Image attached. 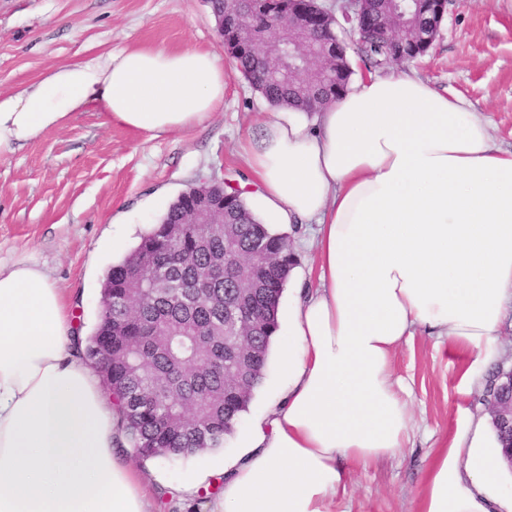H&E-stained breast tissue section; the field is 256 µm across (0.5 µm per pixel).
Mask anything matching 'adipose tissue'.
I'll list each match as a JSON object with an SVG mask.
<instances>
[{"mask_svg": "<svg viewBox=\"0 0 512 512\" xmlns=\"http://www.w3.org/2000/svg\"><path fill=\"white\" fill-rule=\"evenodd\" d=\"M221 59L132 48L52 68L0 98V155L93 105L156 138L224 101ZM264 209L310 224L317 286L272 345L286 378L204 512H336L354 468L410 442L397 349L425 329L467 353L469 394L512 311V150L459 96L406 72L355 81L321 112H283L243 144ZM64 292L38 264L0 262V512H152L121 419ZM483 419L435 450L419 512H512Z\"/></svg>", "mask_w": 512, "mask_h": 512, "instance_id": "adipose-tissue-1", "label": "adipose tissue"}]
</instances>
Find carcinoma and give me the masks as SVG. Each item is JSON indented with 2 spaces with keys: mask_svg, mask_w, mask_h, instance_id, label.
<instances>
[{
  "mask_svg": "<svg viewBox=\"0 0 512 512\" xmlns=\"http://www.w3.org/2000/svg\"><path fill=\"white\" fill-rule=\"evenodd\" d=\"M290 0H265V14H248L241 34L260 39L269 33V14ZM293 7L311 20L307 56L319 42L336 40V22L318 0ZM428 0H372L364 17L359 50L368 65L391 60L389 33L403 30L406 50L418 52L413 32L433 26ZM236 72L271 105H294L318 112L341 96L352 71L346 55L336 66L303 78L299 63L286 58L275 66L259 52L230 53ZM242 191L224 190V223L185 224L186 194L170 203L157 223L121 262L112 265L102 286L103 306L85 355L120 403L118 410L129 447L140 459L178 458L221 447L232 434L266 369L270 337L297 258L284 234L272 235L253 213ZM243 266L264 252L267 266L247 277L202 276L222 262L227 238ZM152 259L143 269L139 261ZM252 351L247 369L237 364V349Z\"/></svg>",
  "mask_w": 512,
  "mask_h": 512,
  "instance_id": "cac0c4a2",
  "label": "carcinoma"
}]
</instances>
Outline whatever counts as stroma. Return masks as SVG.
Masks as SVG:
<instances>
[{
    "instance_id": "obj_1",
    "label": "stroma",
    "mask_w": 512,
    "mask_h": 512,
    "mask_svg": "<svg viewBox=\"0 0 512 512\" xmlns=\"http://www.w3.org/2000/svg\"><path fill=\"white\" fill-rule=\"evenodd\" d=\"M140 46L224 52L207 0H0V97L55 65ZM399 70L461 94L489 121L498 144L512 148V0H449L430 51L376 74ZM276 114L232 74L223 104L209 119L156 138L105 124L97 108L87 106L66 127L0 156V261L36 259L68 295L78 327L92 334L103 279L116 258L113 240L134 248L199 177L213 175L233 187L249 181L240 145ZM501 333L494 367L466 397L458 395L457 384L467 358L447 356L436 337L421 331L401 345L394 368L410 387L411 442L397 458L356 469L336 512H416L433 449L451 440L462 414L486 413V383L495 368L512 366V315ZM283 382L277 363L269 362L223 447L178 460L139 459L137 469L155 484L230 462Z\"/></svg>"
}]
</instances>
